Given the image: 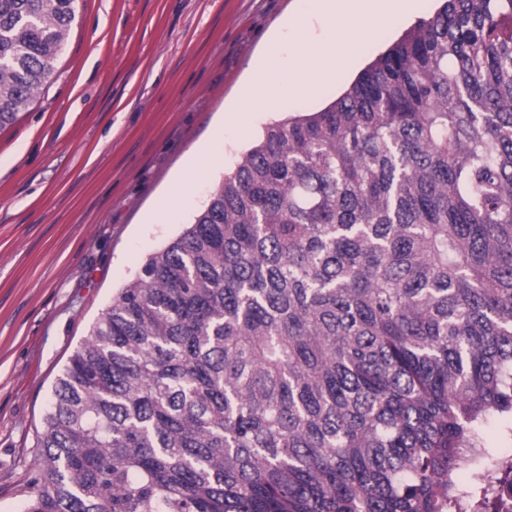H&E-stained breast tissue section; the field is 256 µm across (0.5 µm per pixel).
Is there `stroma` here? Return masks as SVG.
Listing matches in <instances>:
<instances>
[{"instance_id":"35a3bbf8","label":"stroma","mask_w":512,"mask_h":512,"mask_svg":"<svg viewBox=\"0 0 512 512\" xmlns=\"http://www.w3.org/2000/svg\"><path fill=\"white\" fill-rule=\"evenodd\" d=\"M298 0H78L54 73L0 129V512H24L53 385L142 263L178 237L265 124L313 112L419 20L359 39L339 83L283 94L246 129L227 123L252 62L281 43L288 84ZM212 142L206 176L190 158Z\"/></svg>"}]
</instances>
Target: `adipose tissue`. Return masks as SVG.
Wrapping results in <instances>:
<instances>
[{
    "mask_svg": "<svg viewBox=\"0 0 512 512\" xmlns=\"http://www.w3.org/2000/svg\"><path fill=\"white\" fill-rule=\"evenodd\" d=\"M346 3L347 0H303L302 7L293 17L295 27L302 35L296 55L297 73L316 71L325 81H335L356 50L353 42L355 35L370 34L374 22H387L400 6V0H360L358 9L352 11ZM315 17L323 20L331 31V41L324 43L307 37V28ZM278 66L276 48L268 47L257 63L260 77L254 85L255 91L239 104L232 115L233 121L248 124L255 103H262L266 108L276 105L283 88L272 84L270 76Z\"/></svg>",
    "mask_w": 512,
    "mask_h": 512,
    "instance_id": "ef3b65f1",
    "label": "adipose tissue"
}]
</instances>
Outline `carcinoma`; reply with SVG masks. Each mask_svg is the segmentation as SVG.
<instances>
[{
	"mask_svg": "<svg viewBox=\"0 0 512 512\" xmlns=\"http://www.w3.org/2000/svg\"><path fill=\"white\" fill-rule=\"evenodd\" d=\"M77 0H0V128ZM512 432V0L264 128L69 358L25 512L490 510Z\"/></svg>",
	"mask_w": 512,
	"mask_h": 512,
	"instance_id": "obj_1",
	"label": "carcinoma"
}]
</instances>
